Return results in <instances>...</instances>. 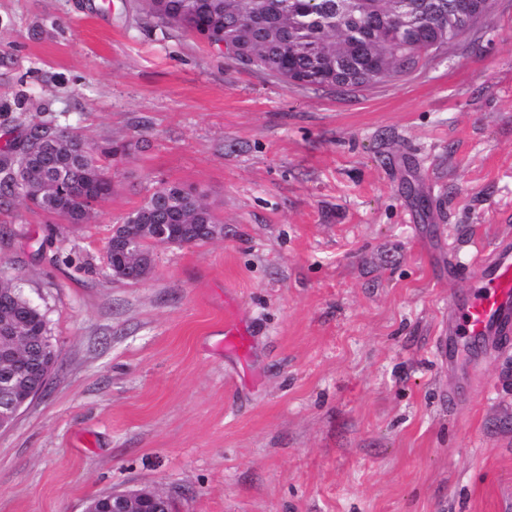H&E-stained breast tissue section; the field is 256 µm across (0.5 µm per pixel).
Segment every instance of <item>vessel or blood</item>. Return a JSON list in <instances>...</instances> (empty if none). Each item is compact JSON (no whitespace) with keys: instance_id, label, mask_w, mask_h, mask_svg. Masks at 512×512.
Instances as JSON below:
<instances>
[{"instance_id":"b4317fda","label":"vessel or blood","mask_w":512,"mask_h":512,"mask_svg":"<svg viewBox=\"0 0 512 512\" xmlns=\"http://www.w3.org/2000/svg\"><path fill=\"white\" fill-rule=\"evenodd\" d=\"M470 278L471 290L449 299L448 324L436 342L437 355L450 362L471 343H512V243L496 244L490 258H475Z\"/></svg>"}]
</instances>
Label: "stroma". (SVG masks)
I'll return each instance as SVG.
<instances>
[{
  "label": "stroma",
  "mask_w": 512,
  "mask_h": 512,
  "mask_svg": "<svg viewBox=\"0 0 512 512\" xmlns=\"http://www.w3.org/2000/svg\"><path fill=\"white\" fill-rule=\"evenodd\" d=\"M34 123L129 151L88 223L0 207V279L59 351L0 431V512L145 487L175 512H512V346L435 354L476 248L512 241V0L347 90L284 85L142 0H0V145ZM163 182L222 236L113 278V225Z\"/></svg>",
  "instance_id": "35a3bbf8"
}]
</instances>
